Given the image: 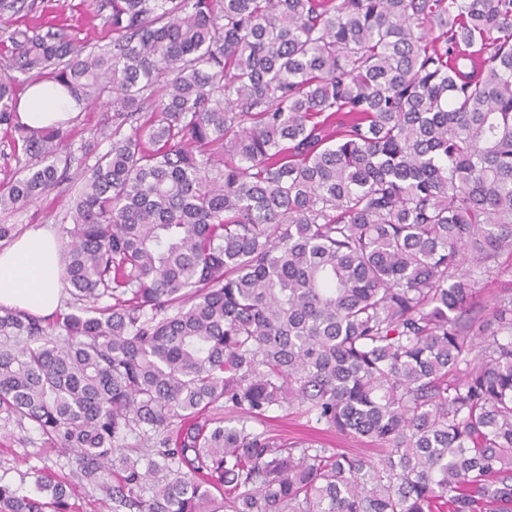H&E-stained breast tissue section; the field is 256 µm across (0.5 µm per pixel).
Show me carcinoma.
<instances>
[{"label": "carcinoma", "mask_w": 512, "mask_h": 512, "mask_svg": "<svg viewBox=\"0 0 512 512\" xmlns=\"http://www.w3.org/2000/svg\"><path fill=\"white\" fill-rule=\"evenodd\" d=\"M96 4L109 50L0 39L29 157L1 210L66 173L16 86L111 141L69 209L77 304L0 307V416L111 512H512V290L476 304L512 257V0ZM296 405L378 453L249 426ZM36 486L0 512H72Z\"/></svg>", "instance_id": "obj_1"}]
</instances>
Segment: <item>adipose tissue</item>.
Listing matches in <instances>:
<instances>
[{
  "label": "adipose tissue",
  "instance_id": "ef3b65f1",
  "mask_svg": "<svg viewBox=\"0 0 512 512\" xmlns=\"http://www.w3.org/2000/svg\"><path fill=\"white\" fill-rule=\"evenodd\" d=\"M76 108L74 100L53 83L33 86L19 118L22 123L42 127L67 121ZM61 269L57 243L51 231H30L11 248L0 251V305L47 315L60 305Z\"/></svg>",
  "mask_w": 512,
  "mask_h": 512
}]
</instances>
